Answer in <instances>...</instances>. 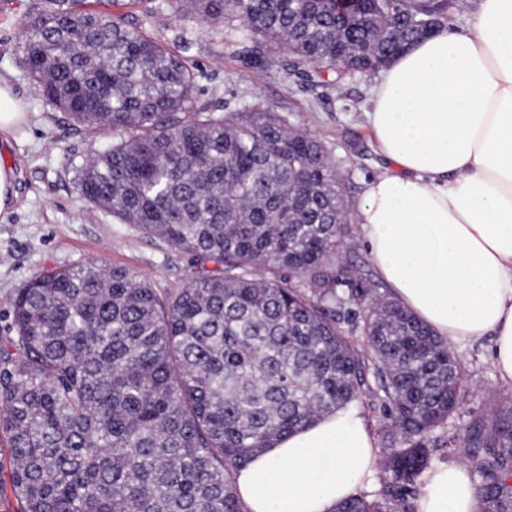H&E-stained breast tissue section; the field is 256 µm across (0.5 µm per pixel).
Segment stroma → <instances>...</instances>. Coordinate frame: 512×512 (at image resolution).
I'll list each match as a JSON object with an SVG mask.
<instances>
[{"label": "stroma", "instance_id": "stroma-1", "mask_svg": "<svg viewBox=\"0 0 512 512\" xmlns=\"http://www.w3.org/2000/svg\"><path fill=\"white\" fill-rule=\"evenodd\" d=\"M37 0H0V81L10 84L28 112L26 123L0 142V166L12 174L15 195L0 210V344L14 332L9 301L17 288L42 270L95 261L132 270L160 295L186 287L189 261L158 238L84 202L73 183L72 167L108 148L111 134L76 126L49 106L38 85L19 64L20 33ZM161 0H139L136 12H151L150 30L166 39L191 31L196 37L194 62L205 76L197 98L235 109L248 103L284 115L295 128L315 136L343 176L344 200L354 207L364 184L383 172L387 162L367 125L375 75L354 73L342 83L302 82L282 69L283 55L272 51L264 70L234 60L245 40L225 39L223 32L202 29L183 20ZM340 245L341 257L353 273L379 292H387L356 222ZM490 340L451 345L465 371L462 404L447 428L433 433L434 465H458L460 446L469 423L512 404V384L503 383L490 361Z\"/></svg>", "mask_w": 512, "mask_h": 512}]
</instances>
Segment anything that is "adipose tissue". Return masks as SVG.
I'll use <instances>...</instances> for the list:
<instances>
[{"mask_svg":"<svg viewBox=\"0 0 512 512\" xmlns=\"http://www.w3.org/2000/svg\"><path fill=\"white\" fill-rule=\"evenodd\" d=\"M367 121L385 171L356 220L395 299L451 343L490 339L512 384V0H476L463 26L383 69ZM351 410L323 415L235 475L246 512H332L377 468ZM469 465L427 471L416 512H479Z\"/></svg>","mask_w":512,"mask_h":512,"instance_id":"adipose-tissue-1","label":"adipose tissue"}]
</instances>
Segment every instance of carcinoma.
Instances as JSON below:
<instances>
[{
    "label": "carcinoma",
    "mask_w": 512,
    "mask_h": 512,
    "mask_svg": "<svg viewBox=\"0 0 512 512\" xmlns=\"http://www.w3.org/2000/svg\"><path fill=\"white\" fill-rule=\"evenodd\" d=\"M453 0H167L249 31L297 77L376 73L445 27ZM149 19L38 0L21 64L46 101L112 145L74 166L82 200L190 256L162 297L124 267L39 273L10 300L0 436L21 512H244L234 475L276 440L368 396L384 412L386 493L430 468L459 409L448 342L337 256L341 180L323 145L259 106L197 100L193 39ZM362 336L359 350L351 336ZM480 512H512V405L473 420ZM333 512H392L358 493Z\"/></svg>",
    "instance_id": "obj_1"
}]
</instances>
